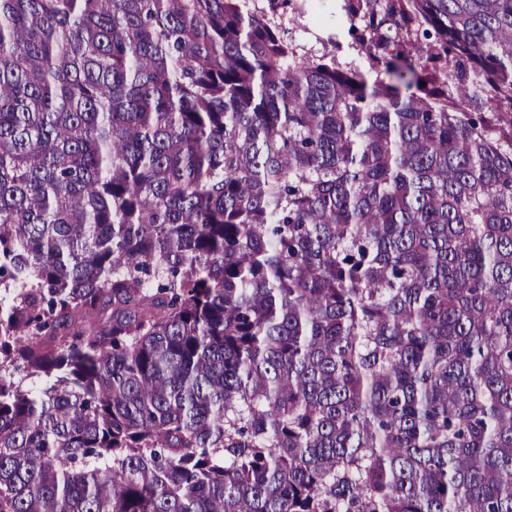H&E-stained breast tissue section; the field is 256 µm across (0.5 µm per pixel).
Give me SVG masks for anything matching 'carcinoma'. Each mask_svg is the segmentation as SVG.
I'll use <instances>...</instances> for the list:
<instances>
[{"label":"carcinoma","instance_id":"carcinoma-1","mask_svg":"<svg viewBox=\"0 0 512 512\" xmlns=\"http://www.w3.org/2000/svg\"><path fill=\"white\" fill-rule=\"evenodd\" d=\"M343 2L0 0V512H512V0ZM297 4L303 5L304 14L296 16L297 24L289 25L287 14L286 22V28H289L288 37L292 38L296 44L315 51H321L326 44L331 50L333 44L329 42V38L333 37L341 46L339 49L336 48V54L346 56L348 59H356L357 65L365 73L369 82L376 77L387 79L384 71L377 73L371 70L367 60L361 55L357 56V53L349 48L352 42L348 34L350 24L341 10V0H297ZM339 36L343 43L339 41Z\"/></svg>","mask_w":512,"mask_h":512}]
</instances>
